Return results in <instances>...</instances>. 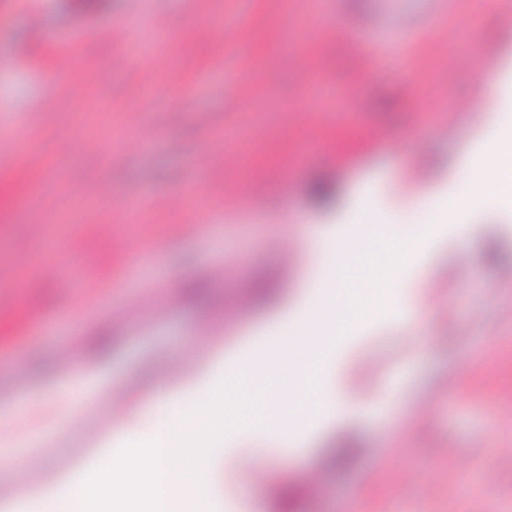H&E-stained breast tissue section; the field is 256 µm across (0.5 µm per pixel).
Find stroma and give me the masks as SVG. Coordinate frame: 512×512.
<instances>
[{
	"label": "stroma",
	"instance_id": "stroma-1",
	"mask_svg": "<svg viewBox=\"0 0 512 512\" xmlns=\"http://www.w3.org/2000/svg\"><path fill=\"white\" fill-rule=\"evenodd\" d=\"M308 0H109L82 11L74 0H9L0 6V156L9 128L31 132L37 148L61 158L67 198L31 238V267L16 268L12 243L28 236L31 218L17 209L40 172H0V412L11 428L44 432L42 448L0 444L32 456L37 480L0 467V510L26 512L23 498L36 482L88 462L107 467L149 430L158 382L180 384L185 366L224 355V376L245 374L263 390L288 381V366L260 361L293 321L288 313L336 268V238L359 226L360 260L425 223L413 197L451 191L467 214L466 241L439 234L393 276L385 313L357 324L323 380L326 396L358 405L336 419L312 415L295 437L301 448L279 455L264 423L253 421L222 439L199 512H274L271 492H299L297 512H512V422L499 406L512 401V202L478 191L460 158L493 124L512 125V74L499 90L494 60L512 55L499 40L512 29V0H394L388 18L393 73L369 74L360 55L325 42L323 30L369 29L377 0H321V19L307 18ZM130 18L142 31L161 27L171 37L169 58L123 66L118 44L99 41L97 28ZM224 29V44L202 41L199 26ZM316 54L314 62L285 55L283 32ZM71 66L57 73L58 54ZM154 98L135 95L142 81ZM52 124L36 125L45 99ZM467 102L469 111L458 108ZM162 110L177 124L156 127ZM309 112V124H282L283 112ZM136 113L126 125L128 113ZM143 138L130 155L119 136ZM265 174L250 179L252 169ZM336 191L327 205L310 193L315 181ZM198 182L202 204L169 210L161 200L184 195ZM112 188L100 193L102 184ZM237 184L239 199L224 198ZM143 197L140 213L124 203ZM117 226L114 237L76 226ZM154 227L144 237L143 224ZM195 233H186V226ZM330 236L313 238L316 227ZM294 240L291 262L266 248L274 236ZM29 237V236H28ZM226 265L224 279L212 275ZM54 265L59 277L38 269ZM271 278L279 293L269 303L254 283ZM411 307V324L399 310ZM125 309L124 318L113 308ZM34 318L38 333L16 325ZM497 378L488 382L486 371ZM467 376L449 390V381ZM71 381L80 402L60 399L57 383ZM128 406L126 436L114 438L112 394ZM434 396L430 417L410 419V404ZM356 433L364 451L348 465H326L337 435ZM260 450V476L230 466L241 448ZM322 482L320 496L308 488Z\"/></svg>",
	"mask_w": 512,
	"mask_h": 512
}]
</instances>
